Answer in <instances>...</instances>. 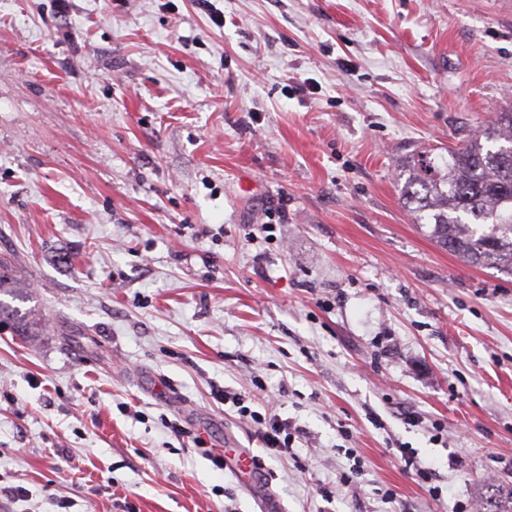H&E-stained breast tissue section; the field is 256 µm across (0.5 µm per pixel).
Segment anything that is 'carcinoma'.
Returning a JSON list of instances; mask_svg holds the SVG:
<instances>
[{"label": "carcinoma", "mask_w": 512, "mask_h": 512, "mask_svg": "<svg viewBox=\"0 0 512 512\" xmlns=\"http://www.w3.org/2000/svg\"><path fill=\"white\" fill-rule=\"evenodd\" d=\"M398 177L414 223L474 266L512 275V112L448 153L414 150ZM486 512H512V484L488 486Z\"/></svg>", "instance_id": "obj_1"}]
</instances>
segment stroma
Instances as JSON below:
<instances>
[{"instance_id":"1","label":"stroma","mask_w":512,"mask_h":512,"mask_svg":"<svg viewBox=\"0 0 512 512\" xmlns=\"http://www.w3.org/2000/svg\"><path fill=\"white\" fill-rule=\"evenodd\" d=\"M499 112L512 0H0V303L31 328L0 324L29 491L0 512H480L512 483V276L396 173ZM250 417L256 424L255 439L259 441L262 448L274 456L286 457L292 454L291 440L293 437L294 441L295 435L289 432L291 426L287 420H282L276 415L262 416L255 411L250 413ZM233 453L234 470L237 477H240L243 483L250 489L255 490L265 485L266 478L253 462V456L247 452H237L235 449L230 450Z\"/></svg>"}]
</instances>
